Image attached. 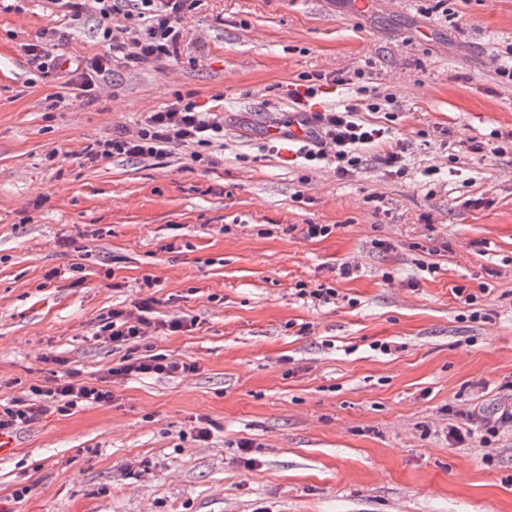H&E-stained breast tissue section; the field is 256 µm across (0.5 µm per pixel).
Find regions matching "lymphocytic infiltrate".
<instances>
[{
	"label": "lymphocytic infiltrate",
	"mask_w": 512,
	"mask_h": 512,
	"mask_svg": "<svg viewBox=\"0 0 512 512\" xmlns=\"http://www.w3.org/2000/svg\"><path fill=\"white\" fill-rule=\"evenodd\" d=\"M63 12L70 26L77 27L93 20L98 37L108 51L105 55L83 62H71L67 70L72 81L85 92L107 81L116 63L139 64L177 58L182 38L179 22L196 9L200 0H48ZM391 96L377 93L363 95L356 103L342 110L316 113L318 133L314 141L300 148L306 160L315 161L333 156L336 173L345 178L360 168L362 150L370 145L384 148L381 163L388 174L404 172L403 158L408 143L392 139L388 127L359 119L360 111H384L391 105ZM224 136V122L216 113L195 100L177 97L161 109L146 113L135 131L118 130L111 138L97 142L87 154L89 162L116 155L129 158H151L177 147L190 148V158L199 162L204 149ZM157 303L149 296L135 302L133 309L115 308L99 320L96 339L129 345L130 351L108 375H171L192 373L196 364L172 360L154 352L149 342L152 332H184L189 328L185 316L152 322L150 315ZM112 392L103 378L79 379L77 373L54 374L49 384L32 385L23 397L0 403V436L12 434L22 426L39 420L48 410L66 415L76 406L111 403Z\"/></svg>",
	"instance_id": "1"
}]
</instances>
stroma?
<instances>
[{
    "label": "stroma",
    "mask_w": 512,
    "mask_h": 512,
    "mask_svg": "<svg viewBox=\"0 0 512 512\" xmlns=\"http://www.w3.org/2000/svg\"><path fill=\"white\" fill-rule=\"evenodd\" d=\"M450 7L457 21L428 0H201L176 59L113 64L85 94L24 50L60 14L0 0V399L60 366L104 376L128 348L96 340L99 317L149 295L152 321L195 322L155 352L198 366L114 380L111 403L0 439V512H512V154L459 145L512 132V0ZM358 70L395 99V121L361 118L411 140L403 176L375 146L341 178L265 138L301 74L347 77L317 98L333 110ZM189 93L224 118L209 163L87 161ZM321 285L336 297L300 294Z\"/></svg>",
    "instance_id": "obj_1"
}]
</instances>
